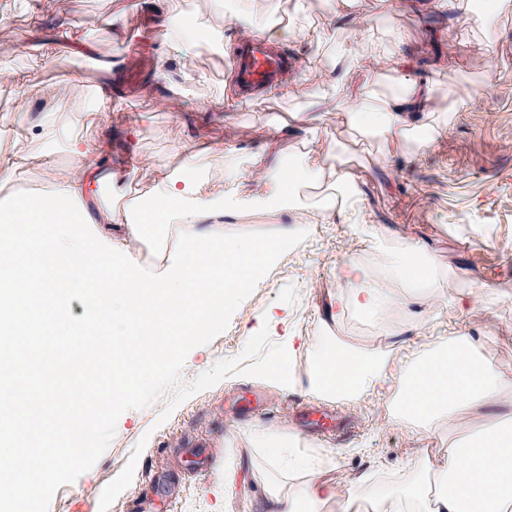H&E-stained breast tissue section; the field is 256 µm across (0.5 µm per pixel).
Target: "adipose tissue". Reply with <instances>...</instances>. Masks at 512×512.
I'll list each match as a JSON object with an SVG mask.
<instances>
[{
    "mask_svg": "<svg viewBox=\"0 0 512 512\" xmlns=\"http://www.w3.org/2000/svg\"><path fill=\"white\" fill-rule=\"evenodd\" d=\"M153 11L173 46L191 42L196 23L177 0H155ZM422 82L409 80L403 95L375 103L356 99L358 129L387 140L408 139L430 125L442 130L425 108ZM70 139L71 171L49 181L37 196L17 197L0 216V512H17L54 482L57 464L83 453L87 431L99 428L110 405L138 389L182 344L222 322L237 295L227 279H241L288 248L299 228L273 226L258 239L224 238V193L198 182L200 153L183 146L184 178H157L150 203L132 218L117 213L107 188L110 165L96 161L97 146ZM247 175L227 173L241 198L271 203L287 197L298 182L321 176L315 156L280 159L276 143L254 155ZM92 200L102 249L87 243L81 218L67 206ZM170 235L175 257L154 277L142 276L129 241ZM79 292L89 317L75 325L66 305ZM466 336L450 337L403 370L399 406L431 421L454 415L463 405L499 404L502 377L473 354ZM310 387L320 393L359 398L374 389L390 367L387 352L349 354L340 346L317 344ZM96 361L99 380L90 391L62 398L73 370ZM435 488L413 484L396 491L379 487L372 512H512V413L478 427L471 438L449 449L435 468ZM326 500L314 481L289 483L287 493L269 494L266 512H300Z\"/></svg>",
    "mask_w": 512,
    "mask_h": 512,
    "instance_id": "ef3b65f1",
    "label": "adipose tissue"
}]
</instances>
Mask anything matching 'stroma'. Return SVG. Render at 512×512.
<instances>
[{"mask_svg":"<svg viewBox=\"0 0 512 512\" xmlns=\"http://www.w3.org/2000/svg\"><path fill=\"white\" fill-rule=\"evenodd\" d=\"M41 2L24 0L0 19V82L13 86L0 94V146L27 157L0 183V212L70 167L65 141H15L11 119L22 103L59 112L87 143L111 140L112 192L120 204L146 194L160 173L176 171L180 146L200 149L202 173L220 184L226 149L244 166L276 137L287 155L311 150L326 167L350 169L373 224L392 232L375 244L370 226L338 218L317 224L322 199L336 192L322 181L303 185L298 203L232 212L228 230L237 238L284 224L308 227V241L278 252L256 283L240 289L218 329L187 342L138 392L111 404L83 455L61 462L55 481L21 512H264L268 491L287 489L288 478L257 440L282 428L296 430V453L316 460L309 477L335 492L318 512H336L344 498L369 512L360 475L377 469L381 481L409 484L425 461L446 458L472 435L470 411L427 427L397 412L405 388L398 368L358 400L311 390L306 346L319 336L353 353L386 349L398 362L435 337H470L502 375V397L512 402V0L488 36L480 19L449 9L448 0H431L426 9L416 0H368L371 37L338 19L336 0H283L285 22L274 41L307 59L310 71L288 73V97L268 91L232 99L229 52L161 41L145 45L137 60L125 58L113 30L155 27L150 0H59L46 12ZM181 3L224 43L236 44L225 0ZM309 28L325 32L328 43H309ZM351 43L358 66L337 82H317L315 72L331 70L337 47ZM408 77L427 80L429 109L451 116L449 128L417 145L359 135L347 115L351 102L364 93L391 98ZM99 96L119 103L118 113L92 111ZM315 96L325 101L317 126L285 131L290 113L307 111ZM407 240L424 245L427 293L392 272ZM350 264L366 268L390 303L337 306V296L348 293L341 273ZM462 294L473 299L463 309L453 303ZM271 310L286 320L287 335L264 328ZM292 335L302 343L293 356L296 380L269 381L262 372ZM252 392L267 396V414L233 416L228 397ZM306 406L335 413L346 433L336 439L297 431L296 413Z\"/></svg>","mask_w":512,"mask_h":512,"instance_id":"stroma-1","label":"stroma"}]
</instances>
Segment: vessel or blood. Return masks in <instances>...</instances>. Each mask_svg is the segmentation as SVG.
<instances>
[{
	"label": "vessel or blood",
	"instance_id": "vessel-or-blood-1",
	"mask_svg": "<svg viewBox=\"0 0 512 512\" xmlns=\"http://www.w3.org/2000/svg\"><path fill=\"white\" fill-rule=\"evenodd\" d=\"M293 59L284 50L271 46L265 37L255 35L242 41L229 58L232 77L237 86L248 93L263 90L287 74ZM297 420L311 431H340L341 426L324 411L300 410Z\"/></svg>",
	"mask_w": 512,
	"mask_h": 512
}]
</instances>
